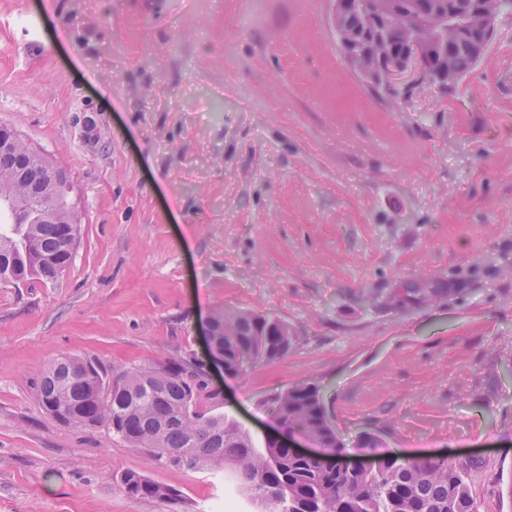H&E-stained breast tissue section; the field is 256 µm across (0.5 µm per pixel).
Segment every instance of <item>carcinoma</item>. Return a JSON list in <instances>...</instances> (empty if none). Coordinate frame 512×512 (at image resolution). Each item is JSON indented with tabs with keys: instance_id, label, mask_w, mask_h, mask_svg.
Segmentation results:
<instances>
[{
	"instance_id": "obj_1",
	"label": "carcinoma",
	"mask_w": 512,
	"mask_h": 512,
	"mask_svg": "<svg viewBox=\"0 0 512 512\" xmlns=\"http://www.w3.org/2000/svg\"><path fill=\"white\" fill-rule=\"evenodd\" d=\"M439 17L456 25L459 39L451 54L454 85H459L487 53L478 50L461 21L490 0H426ZM390 22L371 47L376 55L398 41ZM51 163L24 139L0 152V285L51 282L65 272L73 252L63 249V230L80 233L78 213L53 185ZM215 350L230 375L239 363L274 361L288 354V324L273 317L224 309L213 314ZM202 368L191 360L166 367L128 369L96 357H62L40 375L38 396L46 412L61 423L106 425L132 448H151L154 457L191 470L230 467L236 490L273 506L272 512H478L469 471L449 461L400 459L381 450L367 433L357 451L381 458L375 471L340 466L345 447L324 424L326 410L313 383L299 384L274 401L272 410L286 433L317 439L322 455L297 456L288 441L254 446L250 436L222 414L203 409L206 391ZM185 448L197 455L187 457ZM127 492L163 504L179 500L180 490L137 472L123 476Z\"/></svg>"
}]
</instances>
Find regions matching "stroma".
I'll use <instances>...</instances> for the list:
<instances>
[{
  "instance_id": "stroma-1",
  "label": "stroma",
  "mask_w": 512,
  "mask_h": 512,
  "mask_svg": "<svg viewBox=\"0 0 512 512\" xmlns=\"http://www.w3.org/2000/svg\"><path fill=\"white\" fill-rule=\"evenodd\" d=\"M331 0H0V126L72 184L55 282L0 286V512H220L226 476L178 469L37 397L62 356L195 359L256 446L271 401L320 388L347 449L470 463L512 512V18L446 94L408 103L341 54ZM277 317L286 357L226 377L203 328ZM176 486L164 506L126 472Z\"/></svg>"
}]
</instances>
